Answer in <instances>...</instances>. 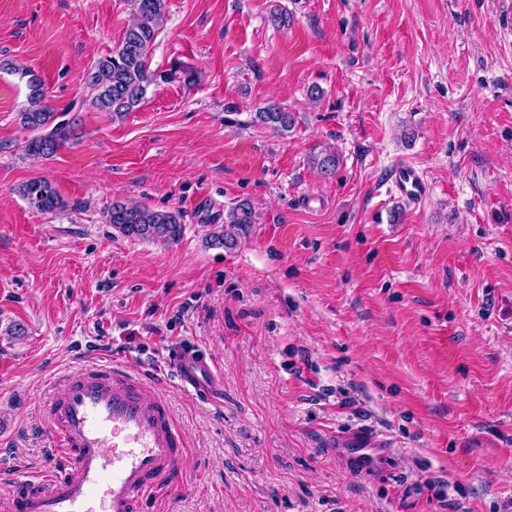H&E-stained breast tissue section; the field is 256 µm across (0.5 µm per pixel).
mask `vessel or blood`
I'll return each instance as SVG.
<instances>
[{"mask_svg": "<svg viewBox=\"0 0 512 512\" xmlns=\"http://www.w3.org/2000/svg\"><path fill=\"white\" fill-rule=\"evenodd\" d=\"M394 183L410 202L427 196L411 165L397 166ZM170 363L183 388L211 392L215 374L204 356L178 349ZM46 419L55 432L56 461L44 474L15 481L0 498V512H140L170 484L185 456V435L164 399L118 368L68 376Z\"/></svg>", "mask_w": 512, "mask_h": 512, "instance_id": "vessel-or-blood-1", "label": "vessel or blood"}]
</instances>
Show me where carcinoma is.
<instances>
[{
	"mask_svg": "<svg viewBox=\"0 0 512 512\" xmlns=\"http://www.w3.org/2000/svg\"><path fill=\"white\" fill-rule=\"evenodd\" d=\"M167 0H131L133 20L127 27L121 45L112 54L99 59L88 71L87 82L96 91L92 105L121 117L132 111L144 98L148 87L162 79L170 81L182 74L186 83L194 82L195 73L179 64L169 72L155 75L150 71L149 54L157 29L163 19ZM29 106L20 113V123L34 136L25 144L26 155L36 159L54 154L69 140L73 129L55 122L56 112L47 103L44 84L29 72ZM253 121L277 132L292 127L291 113L278 106H268L254 113ZM28 204L44 213L64 206L56 187L43 178L32 179L20 188ZM106 221L123 236L173 245L183 236V224L178 214L151 209L145 205L114 201L106 211ZM254 223L251 205L240 202L224 216V225L209 233L213 246L230 248L237 243L233 230Z\"/></svg>",
	"mask_w": 512,
	"mask_h": 512,
	"instance_id": "cac0c4a2",
	"label": "carcinoma"
}]
</instances>
